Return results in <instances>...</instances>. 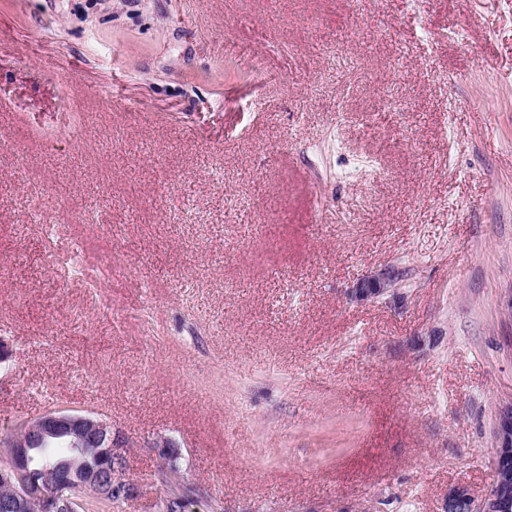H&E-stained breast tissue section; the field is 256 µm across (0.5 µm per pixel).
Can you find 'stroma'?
<instances>
[{"mask_svg":"<svg viewBox=\"0 0 512 512\" xmlns=\"http://www.w3.org/2000/svg\"><path fill=\"white\" fill-rule=\"evenodd\" d=\"M0 141V434L52 401L111 421L110 512H165L164 449L186 512L488 491L512 0H0ZM395 276L381 278H367L360 281L353 291L352 297L356 299L378 298L390 292L395 285ZM174 466L167 461H161L157 466L156 473L159 478L160 483L166 487L167 497L174 498L175 500L172 503L176 504L180 511H175L171 509L172 512H182V508H184L183 504H191L190 494L192 493V488L184 486V485H172L170 484L169 474L174 471ZM175 488L182 489L180 491H176Z\"/></svg>","mask_w":512,"mask_h":512,"instance_id":"stroma-1","label":"stroma"}]
</instances>
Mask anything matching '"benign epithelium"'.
<instances>
[{
    "mask_svg": "<svg viewBox=\"0 0 512 512\" xmlns=\"http://www.w3.org/2000/svg\"><path fill=\"white\" fill-rule=\"evenodd\" d=\"M395 277L367 278L360 281L353 291L356 299L378 298L391 291ZM499 445L494 461L495 477L490 490L479 500L472 497L463 486L448 493L445 512H496L499 507L500 489L508 476L504 469L512 458V405L504 408L497 431ZM62 439L73 452L77 465L75 479L63 480L46 474L28 483L31 474L29 449ZM7 445L14 448L9 464L0 467V489L8 494L0 497V512H32L34 503L43 505L46 512H58L63 493L76 485V490L90 498H108L116 486L122 484L125 470L112 464L113 449L126 447L125 441L112 432V423L89 414L68 408L49 409L25 421L22 432L7 437ZM100 458V465H88L84 458Z\"/></svg>",
    "mask_w": 512,
    "mask_h": 512,
    "instance_id": "obj_1",
    "label": "benign epithelium"
}]
</instances>
